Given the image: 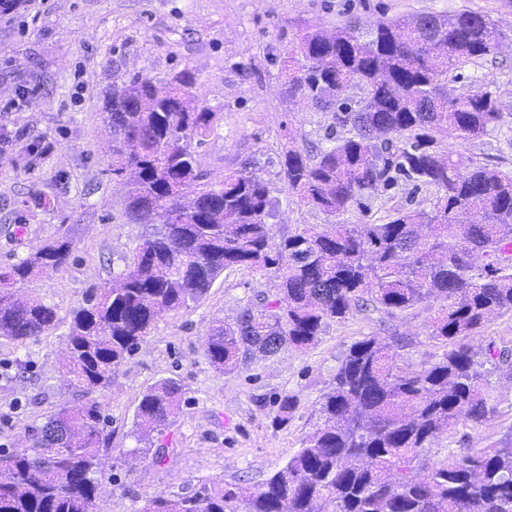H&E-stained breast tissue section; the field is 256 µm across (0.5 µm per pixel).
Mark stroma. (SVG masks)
Listing matches in <instances>:
<instances>
[{"mask_svg": "<svg viewBox=\"0 0 512 512\" xmlns=\"http://www.w3.org/2000/svg\"><path fill=\"white\" fill-rule=\"evenodd\" d=\"M469 10L494 21L495 61L467 66L458 87L496 98L502 129L454 143L480 164L512 170V0H19L0 10V265L67 237L72 253L58 271L28 283L25 294L55 308L57 327L18 343L0 338V448L28 445L63 403L103 404L110 422L101 446L96 512H142L158 496L201 485L256 488L279 470L319 423L316 409L350 346L364 337L407 335L405 365L431 362L440 349L428 324L440 307L423 302L397 317L357 312L329 322L316 346L284 347L224 373L204 344L216 320L234 321L258 296L274 294L272 273L227 270L190 307L163 312L147 340L117 367L106 388L81 392L62 366L74 310L111 284L143 232L126 214L125 179L112 172L103 102L134 78L167 85L185 69L200 108L213 112L192 148L211 181L246 159L270 185L275 236L308 225L360 224L391 207L430 209L434 189L373 190L339 215L304 204L278 177L290 147L321 145L330 113L289 99L282 61L309 28L327 31L357 19L362 27L403 15ZM179 380L181 408L158 440L156 459L139 440L142 393ZM498 415L459 423L432 445L439 460L458 448H484L512 432V381L491 374ZM289 411H281L284 400Z\"/></svg>", "mask_w": 512, "mask_h": 512, "instance_id": "obj_1", "label": "stroma"}]
</instances>
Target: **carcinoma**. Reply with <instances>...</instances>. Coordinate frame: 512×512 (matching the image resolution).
Returning a JSON list of instances; mask_svg holds the SVG:
<instances>
[{
	"label": "carcinoma",
	"mask_w": 512,
	"mask_h": 512,
	"mask_svg": "<svg viewBox=\"0 0 512 512\" xmlns=\"http://www.w3.org/2000/svg\"><path fill=\"white\" fill-rule=\"evenodd\" d=\"M496 47L494 23L468 10L301 34L284 60L288 95L330 111L333 124L315 152L285 153L278 175L288 190L329 214L400 178L437 196L428 211L396 208L381 224L308 226L278 241L267 223L269 183L254 163L219 183L201 169L191 139L214 113L191 107V71L162 95L150 78L130 81L138 101L123 112L108 98L112 171L128 176L127 216L146 232L125 270L73 313L63 357L71 385L109 386L151 334L157 308L188 306L234 267L272 270L277 285L273 298L246 304L241 320L211 328L205 354L227 373L275 352V341L314 346L328 322L355 312L393 317L441 302L428 333L443 347L436 360L400 366L399 335L353 343L318 402L323 424L258 489L203 485L158 496L144 512H512V433L478 453L426 457L459 422L498 414L471 340L512 312V172L443 147L501 127L489 93L449 87ZM70 253L58 241L0 268V338L23 342L56 326L54 307L16 292ZM485 358L512 379V346L491 342ZM182 392L170 378L142 394L143 438L168 426ZM107 422L97 401L64 403L31 445L0 448V512H95L92 474Z\"/></svg>",
	"instance_id": "obj_1"
}]
</instances>
